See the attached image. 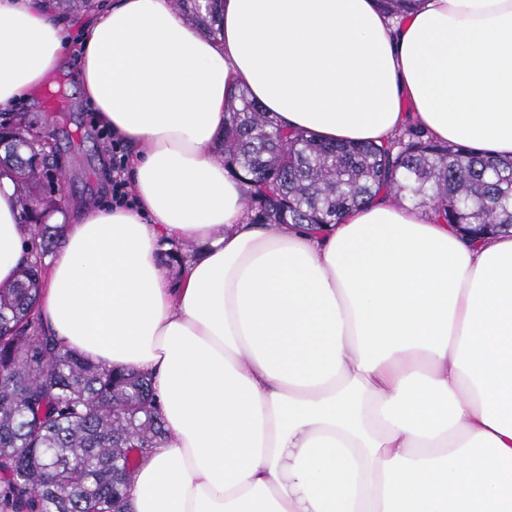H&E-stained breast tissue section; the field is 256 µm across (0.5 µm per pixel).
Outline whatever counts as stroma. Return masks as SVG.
Returning <instances> with one entry per match:
<instances>
[{"instance_id":"35a3bbf8","label":"stroma","mask_w":512,"mask_h":512,"mask_svg":"<svg viewBox=\"0 0 512 512\" xmlns=\"http://www.w3.org/2000/svg\"><path fill=\"white\" fill-rule=\"evenodd\" d=\"M78 55L69 52L66 71L52 94L23 104L34 127L46 129L63 171L60 195L74 207L87 197H112V140L98 127L77 81Z\"/></svg>"}]
</instances>
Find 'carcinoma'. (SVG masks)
Masks as SVG:
<instances>
[{"label":"carcinoma","mask_w":512,"mask_h":512,"mask_svg":"<svg viewBox=\"0 0 512 512\" xmlns=\"http://www.w3.org/2000/svg\"><path fill=\"white\" fill-rule=\"evenodd\" d=\"M212 33L222 0H174ZM403 16L417 0H377ZM26 114L0 124V177L16 184L20 205L40 204L38 189L58 170L52 147L13 140ZM221 154L230 176L250 185L253 224H336L384 191L481 237L512 229V159L435 140L417 123L387 146L323 142L289 132L247 93L224 116ZM27 259L0 286V512H132L127 487L139 462L166 435L151 377L95 362L64 348L38 314L42 276L61 227L29 225ZM179 268L191 245L162 253Z\"/></svg>","instance_id":"cac0c4a2"}]
</instances>
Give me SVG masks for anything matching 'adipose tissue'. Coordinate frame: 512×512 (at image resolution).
I'll return each instance as SVG.
<instances>
[{"mask_svg":"<svg viewBox=\"0 0 512 512\" xmlns=\"http://www.w3.org/2000/svg\"><path fill=\"white\" fill-rule=\"evenodd\" d=\"M219 37L170 0H108L78 80L135 145L126 206L56 213L43 322L152 375L167 434L133 512H512V232L476 238L390 198L306 232L252 224L216 153L239 89L291 130L434 138L512 156V0H224ZM69 46L43 0H0V108ZM0 178V286L27 248ZM170 238L201 254L171 278Z\"/></svg>","mask_w":512,"mask_h":512,"instance_id":"1","label":"adipose tissue"}]
</instances>
